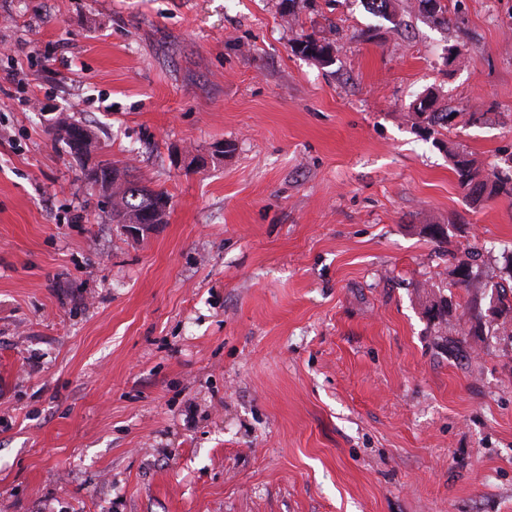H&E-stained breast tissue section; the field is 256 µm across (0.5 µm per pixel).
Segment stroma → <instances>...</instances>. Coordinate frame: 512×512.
Here are the masks:
<instances>
[{
    "mask_svg": "<svg viewBox=\"0 0 512 512\" xmlns=\"http://www.w3.org/2000/svg\"><path fill=\"white\" fill-rule=\"evenodd\" d=\"M445 2L0 0V512H512V0ZM433 102L428 97L424 100H420L419 104L413 106V114L417 119H421V122L427 123L428 126L433 127V133L439 134V129H447L451 126V122L454 118V113L451 112H438L431 110ZM430 109L431 112H427ZM450 155L453 156V171L462 189L472 184L479 175H483L487 197L498 195L505 190L507 184L509 188L505 192L512 194V157L505 160L503 166L497 165L491 173L484 174L483 170L476 165V161L468 158L464 153L457 152ZM124 172L111 162L101 161L86 171L85 178L88 183L99 185L105 192L104 195L110 205L113 222H116V224H136L142 213L155 209L158 200L163 197L168 199L169 197L164 192L148 189L126 170ZM119 173L124 176L123 179H117ZM117 180H121V182H117ZM165 198L159 202L155 211L147 215L144 224H158L159 215L166 213L170 206V202L168 203Z\"/></svg>",
    "mask_w": 512,
    "mask_h": 512,
    "instance_id": "obj_1",
    "label": "stroma"
}]
</instances>
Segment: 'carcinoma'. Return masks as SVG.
I'll return each mask as SVG.
<instances>
[{
  "mask_svg": "<svg viewBox=\"0 0 512 512\" xmlns=\"http://www.w3.org/2000/svg\"><path fill=\"white\" fill-rule=\"evenodd\" d=\"M432 105L429 98L420 101L413 106L414 115L421 122L433 127V132L437 134L439 130L450 126L454 113L438 112L432 109ZM453 171L462 188L472 184L481 175L485 179L487 196H495L504 190L512 193V157L485 174L475 160L457 152L453 154ZM119 173L121 170L115 164L101 161L86 171L85 178L88 183L100 186L105 192L112 221L118 224H136L142 213L155 209L157 201L165 197V193L147 188L130 174L119 180Z\"/></svg>",
  "mask_w": 512,
  "mask_h": 512,
  "instance_id": "cac0c4a2",
  "label": "carcinoma"
}]
</instances>
